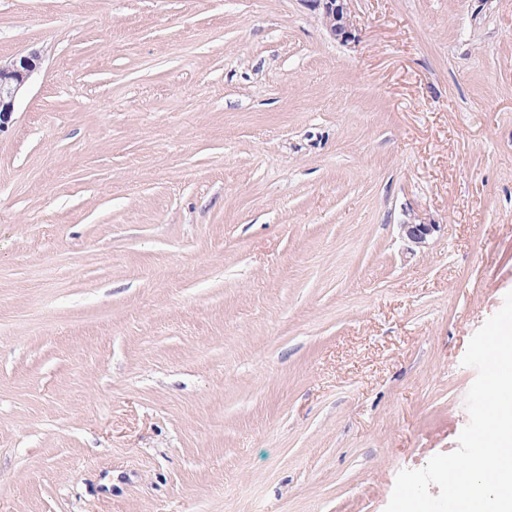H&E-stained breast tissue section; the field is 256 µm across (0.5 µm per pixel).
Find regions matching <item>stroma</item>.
Returning a JSON list of instances; mask_svg holds the SVG:
<instances>
[{
  "instance_id": "1",
  "label": "stroma",
  "mask_w": 512,
  "mask_h": 512,
  "mask_svg": "<svg viewBox=\"0 0 512 512\" xmlns=\"http://www.w3.org/2000/svg\"><path fill=\"white\" fill-rule=\"evenodd\" d=\"M0 0V512H384L512 291V0ZM439 225L427 247L400 233ZM315 11H318L330 34L342 42L353 38L355 30L348 7V0H305ZM40 65L41 56L38 51H31L0 64V129L10 121L16 101Z\"/></svg>"
}]
</instances>
